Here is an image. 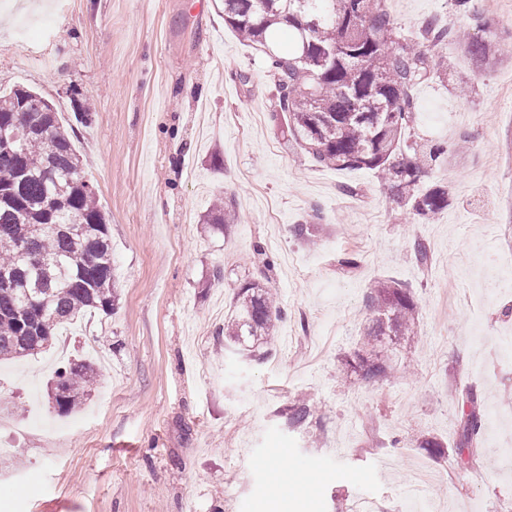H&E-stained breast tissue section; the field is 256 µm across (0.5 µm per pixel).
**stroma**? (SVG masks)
I'll use <instances>...</instances> for the list:
<instances>
[{"instance_id":"35a3bbf8","label":"stroma","mask_w":512,"mask_h":512,"mask_svg":"<svg viewBox=\"0 0 512 512\" xmlns=\"http://www.w3.org/2000/svg\"><path fill=\"white\" fill-rule=\"evenodd\" d=\"M401 35L470 14L454 0H385ZM222 0H0V91L40 94L76 124L75 147L104 211L119 303L66 326L34 356L0 362V512H512V58L411 91L403 139L447 151L423 184L451 203L410 218L375 169L317 165L287 132L266 55L225 28ZM469 87L460 96V84ZM236 223L206 221L215 197ZM320 224L309 245L293 228ZM428 250L418 261L415 242ZM352 254L356 266L338 260ZM272 258L284 310L264 357L216 330L245 279ZM410 289L415 375L374 383L344 367L371 324V286ZM107 359L75 411L55 371ZM482 394V463L452 449L458 393ZM314 414L298 427L300 397ZM286 470L274 476L273 456ZM433 475L414 494L412 473Z\"/></svg>"}]
</instances>
